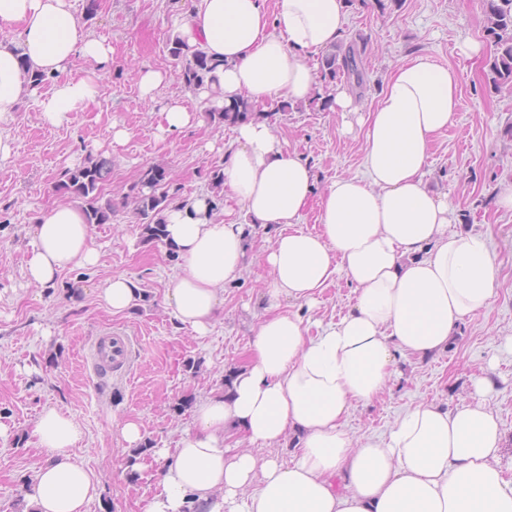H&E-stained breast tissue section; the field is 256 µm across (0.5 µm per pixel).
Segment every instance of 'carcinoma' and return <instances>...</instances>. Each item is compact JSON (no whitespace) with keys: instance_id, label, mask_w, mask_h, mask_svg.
I'll return each instance as SVG.
<instances>
[{"instance_id":"carcinoma-1","label":"carcinoma","mask_w":512,"mask_h":512,"mask_svg":"<svg viewBox=\"0 0 512 512\" xmlns=\"http://www.w3.org/2000/svg\"><path fill=\"white\" fill-rule=\"evenodd\" d=\"M486 33L493 44V52L485 65L493 75L498 89L512 91V0H483ZM171 55L181 63L177 78L189 87L203 88L213 80L216 65L201 51L190 48L179 38L171 40ZM324 78L336 79L344 73L362 83L356 53L353 47L338 45L322 57ZM251 105L240 100L230 108L213 107L207 112L212 123L235 125L250 115ZM165 170L149 167L142 171L139 180L124 195V204L131 208L139 221L142 236L159 241L164 235L163 212L169 207L168 194L160 191ZM112 159L103 156L90 158L83 165L65 171L57 190L79 199L85 208L89 224H107L112 220V200H103L104 186L110 182Z\"/></svg>"}]
</instances>
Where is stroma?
I'll return each instance as SVG.
<instances>
[{"label":"stroma","instance_id":"35a3bbf8","mask_svg":"<svg viewBox=\"0 0 512 512\" xmlns=\"http://www.w3.org/2000/svg\"><path fill=\"white\" fill-rule=\"evenodd\" d=\"M87 29L112 45V64L100 70L98 94L68 122L51 126L40 118L36 99L23 101L1 126L12 152L0 159V512H24L25 486L42 458L31 436L47 406L69 413L84 435L76 449L101 488L86 512H139L153 491L145 473L128 465L131 447L116 424L138 420L152 447L171 448L178 429L191 426L187 398L208 395L224 382L225 369L241 365L249 336L267 314L269 277L261 253L274 228L254 230L243 275L224 287V310L205 335L181 325L165 302L177 271L174 251L141 235L122 198L151 166L166 170L164 189L173 201L208 192L216 214L224 190L214 176L235 137L233 126L201 121L181 132L158 128V112L173 97L203 108L196 90L174 79L170 41L175 18L194 0H72ZM342 45L361 52L364 77L359 110L378 102L387 73L410 55L423 53L461 73L463 106L456 127L432 148L428 180L447 192L458 229L482 234L499 267L500 287L490 307L468 319L446 351L426 358L398 356L383 396L355 407L346 428L356 435L388 437L397 417L420 403L456 406L475 402L476 384L491 378L485 398L505 437L500 465L512 478V212L494 203L499 183L512 182V93L495 91L484 68L492 46L485 34L481 0H346ZM482 47L477 56L466 44ZM170 73L154 101L137 84L144 68ZM345 76L320 81V98L279 111L257 108L289 149L308 159L318 186L359 170L363 137L323 97L346 85ZM129 138L117 144L114 129ZM103 155L112 160L106 194L115 207L111 223L92 227L99 261L64 271L50 288L28 283L26 262L37 217L62 203L54 186L63 171ZM131 277L143 291L138 308L114 313L98 299L103 282ZM353 287L337 279L314 307L280 299L282 309L311 320H339L353 303ZM110 330L137 339V355L122 378L95 377L85 362L90 342ZM197 372L186 371L187 361Z\"/></svg>","mask_w":512,"mask_h":512}]
</instances>
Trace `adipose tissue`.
Instances as JSON below:
<instances>
[{
	"label": "adipose tissue",
	"mask_w": 512,
	"mask_h": 512,
	"mask_svg": "<svg viewBox=\"0 0 512 512\" xmlns=\"http://www.w3.org/2000/svg\"><path fill=\"white\" fill-rule=\"evenodd\" d=\"M344 16L345 0H196L177 33L217 65L201 99L294 105L316 96L313 61L340 42ZM0 25L15 31L0 41V122L35 95L31 71L56 79L39 101L45 123L63 124L94 100L113 49L80 23L71 0H0ZM79 60L87 68L77 76ZM460 108L457 71L413 55L358 120L360 173L315 192L308 163L267 121L250 119L238 123L221 168L223 219L205 192L165 212L164 241L179 257L167 304L197 334L211 326L225 284L243 274L247 232L258 226L276 229L263 254L271 300L314 305L339 276L355 297L339 321L314 328L298 313L271 309L245 363L226 371L223 389L196 400L175 447L154 449L161 467L142 512H512V479L498 465L503 434L484 402L415 406L385 439L344 426L355 405L385 392L396 355L445 350L497 293L486 238L452 230L447 193L426 181L433 144ZM312 203L314 233L301 228ZM98 258L82 208L58 205L34 226L28 281L43 288ZM99 298L121 313L139 305L142 291L120 274ZM32 435L43 460L28 512H86L98 487L75 453L80 425L49 406ZM286 444L296 449L288 464L269 454Z\"/></svg>",
	"instance_id": "1"
}]
</instances>
